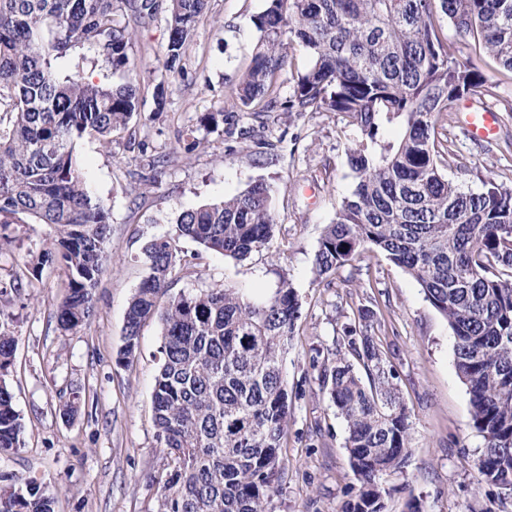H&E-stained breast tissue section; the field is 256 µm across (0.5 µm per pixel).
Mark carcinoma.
<instances>
[{
    "mask_svg": "<svg viewBox=\"0 0 512 512\" xmlns=\"http://www.w3.org/2000/svg\"><path fill=\"white\" fill-rule=\"evenodd\" d=\"M208 0H0V224L28 219L51 228L44 256H59L69 288L57 306L62 333L84 327L100 275L112 264L110 211L91 195L77 140L105 147L140 112L141 76L130 72V21L168 15L163 68L181 57ZM512 74V0H267L254 23L251 66L224 108L200 119L225 139L245 134L246 115L343 114L361 134L350 150L356 181L315 254L318 275L351 263L365 247L410 275L448 321L455 366L467 386L485 446L478 483L512 496V188L489 182L466 193L441 173L448 141L439 115L480 97L487 77L448 52L440 19ZM310 64L279 100L292 45ZM92 53L128 73L120 85L61 75L58 65ZM274 187L263 180L184 210L176 237L143 248L148 276L125 314L129 362L143 324L162 326L152 394L165 467L150 512H271L282 480L289 395L283 359L301 317L286 276L262 302L240 288H183L169 294L180 263L177 239L244 260L270 244ZM345 328L352 359L339 357L319 380L347 426L346 449L359 483L346 512H383L379 482L409 456L413 422L388 360L360 313ZM16 341L0 330V454L21 447L24 425L4 376ZM0 512H55L33 480L0 473Z\"/></svg>",
    "mask_w": 512,
    "mask_h": 512,
    "instance_id": "1",
    "label": "carcinoma"
}]
</instances>
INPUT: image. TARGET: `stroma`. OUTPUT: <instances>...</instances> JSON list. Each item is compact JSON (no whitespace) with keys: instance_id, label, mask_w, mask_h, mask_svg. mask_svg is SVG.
<instances>
[{"instance_id":"1","label":"stroma","mask_w":512,"mask_h":512,"mask_svg":"<svg viewBox=\"0 0 512 512\" xmlns=\"http://www.w3.org/2000/svg\"><path fill=\"white\" fill-rule=\"evenodd\" d=\"M265 7L266 0H209L159 114L150 78L163 69L167 16L133 24L131 67L144 78L133 133L115 136L108 148L89 137L78 147L89 191L110 209L112 264L100 277L88 324L77 333H59L53 318L68 290L60 260L41 259L49 227H8L12 242L0 249V328L16 339L6 382L25 434L21 448L0 456V472L36 480L55 497L56 512H148L164 465L152 413L159 320L143 325L128 364L117 361L127 305L146 276L142 248L152 238L175 235L183 210L261 179L277 189L269 251L236 261L179 239L182 261L172 289L228 285L259 301L283 273L299 296L301 318L284 361L289 412L279 457L285 478L273 512H343L357 491L346 424L317 375L319 366L335 361L344 326L365 310L398 371L414 422L405 466L381 478L388 490L384 512H407L413 498L426 512H512L501 489L476 480L484 439L456 372L452 331L419 284L372 251L329 275L315 269L320 237L355 187L349 150L359 131L337 112H274L264 123L246 120L245 136L227 141L212 133L192 153L183 149L203 113L220 110L250 66L259 40L253 19ZM442 26L451 56L489 76L485 95L471 106L497 112L499 132L489 148L472 140L458 103H451L438 122L449 150L441 171L471 193L484 191L488 179L510 187L512 112L503 106L512 103V80L498 78V64L459 39L450 21ZM153 156L166 159L161 174L149 167ZM73 390L82 401L69 419L59 408Z\"/></svg>"}]
</instances>
